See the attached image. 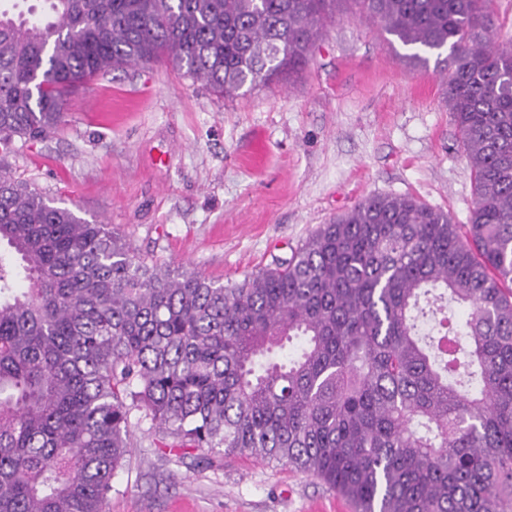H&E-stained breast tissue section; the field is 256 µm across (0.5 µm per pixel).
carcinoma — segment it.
I'll return each instance as SVG.
<instances>
[{
  "instance_id": "carcinoma-1",
  "label": "carcinoma",
  "mask_w": 512,
  "mask_h": 512,
  "mask_svg": "<svg viewBox=\"0 0 512 512\" xmlns=\"http://www.w3.org/2000/svg\"><path fill=\"white\" fill-rule=\"evenodd\" d=\"M0 9V512H106L129 414L310 475L357 512H512V50L487 0H348L448 71L469 224L371 195L216 283L3 169L68 94L160 60L224 96L307 62L340 0H47Z\"/></svg>"
}]
</instances>
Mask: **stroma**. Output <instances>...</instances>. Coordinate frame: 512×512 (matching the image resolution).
Returning <instances> with one entry per match:
<instances>
[{
	"label": "stroma",
	"instance_id": "1",
	"mask_svg": "<svg viewBox=\"0 0 512 512\" xmlns=\"http://www.w3.org/2000/svg\"><path fill=\"white\" fill-rule=\"evenodd\" d=\"M339 0L291 81L216 95L165 62L68 95L49 137L9 172L115 227L143 258L224 283L289 256L370 195H411L467 223L473 177L435 65ZM108 512H355L295 468L197 453L132 411Z\"/></svg>",
	"mask_w": 512,
	"mask_h": 512
}]
</instances>
